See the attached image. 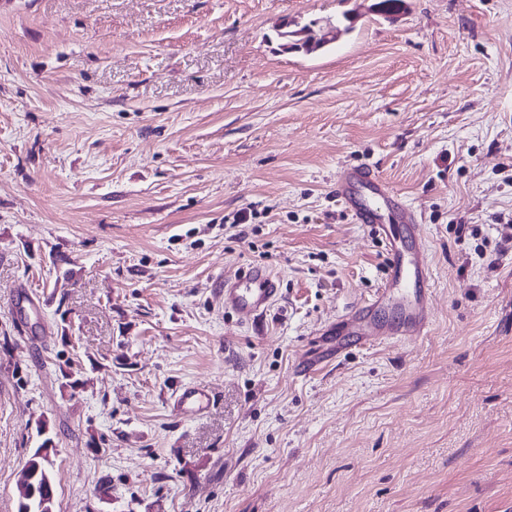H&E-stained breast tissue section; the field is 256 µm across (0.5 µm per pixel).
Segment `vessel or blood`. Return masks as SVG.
<instances>
[{
  "label": "vessel or blood",
  "mask_w": 512,
  "mask_h": 512,
  "mask_svg": "<svg viewBox=\"0 0 512 512\" xmlns=\"http://www.w3.org/2000/svg\"><path fill=\"white\" fill-rule=\"evenodd\" d=\"M336 191L343 198L352 222L369 225L387 245L386 280L370 304L346 319V327L354 335L381 339L398 340L426 333L429 312L424 289L430 284V274L424 251L411 247L420 235L415 214L389 182L369 167L343 171L336 181ZM278 293L275 275L256 265L225 279L224 306L257 317L270 308ZM382 306L397 309L400 320L386 328L371 320L373 308ZM209 402L208 392L193 383L181 386L173 395V405L182 415L198 414Z\"/></svg>",
  "instance_id": "1"
}]
</instances>
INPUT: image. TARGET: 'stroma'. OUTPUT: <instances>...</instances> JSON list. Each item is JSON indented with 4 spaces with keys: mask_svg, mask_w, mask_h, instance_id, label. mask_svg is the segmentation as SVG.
<instances>
[{
    "mask_svg": "<svg viewBox=\"0 0 512 512\" xmlns=\"http://www.w3.org/2000/svg\"><path fill=\"white\" fill-rule=\"evenodd\" d=\"M374 2L0 0V512L42 446L53 512H512V0ZM359 164L418 216L431 325L302 375L385 278ZM280 288L276 276L263 266H251L234 278H224V307L239 314L262 316ZM210 402L208 392L193 383L181 386L173 395V406L181 415H195L204 411Z\"/></svg>",
    "mask_w": 512,
    "mask_h": 512,
    "instance_id": "obj_1",
    "label": "stroma"
}]
</instances>
